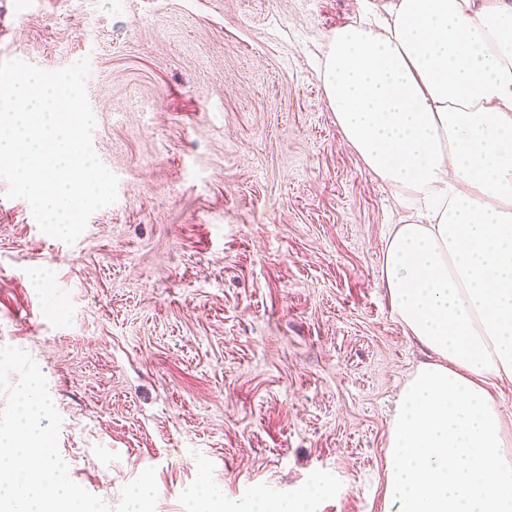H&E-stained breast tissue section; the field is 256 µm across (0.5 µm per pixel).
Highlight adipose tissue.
Instances as JSON below:
<instances>
[{"label":"adipose tissue","instance_id":"obj_1","mask_svg":"<svg viewBox=\"0 0 512 512\" xmlns=\"http://www.w3.org/2000/svg\"><path fill=\"white\" fill-rule=\"evenodd\" d=\"M321 81L365 172L416 219L381 283L426 347L389 429L384 512H512V0H359Z\"/></svg>","mask_w":512,"mask_h":512}]
</instances>
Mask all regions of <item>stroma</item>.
I'll use <instances>...</instances> for the list:
<instances>
[{
    "label": "stroma",
    "mask_w": 512,
    "mask_h": 512,
    "mask_svg": "<svg viewBox=\"0 0 512 512\" xmlns=\"http://www.w3.org/2000/svg\"><path fill=\"white\" fill-rule=\"evenodd\" d=\"M357 0H0V61L88 59L118 198L75 243L0 181V346L30 353L73 481L155 512L317 490L383 512L398 394L429 353L380 284L407 215L326 104L327 37ZM47 271L46 287L34 280Z\"/></svg>",
    "instance_id": "1"
}]
</instances>
